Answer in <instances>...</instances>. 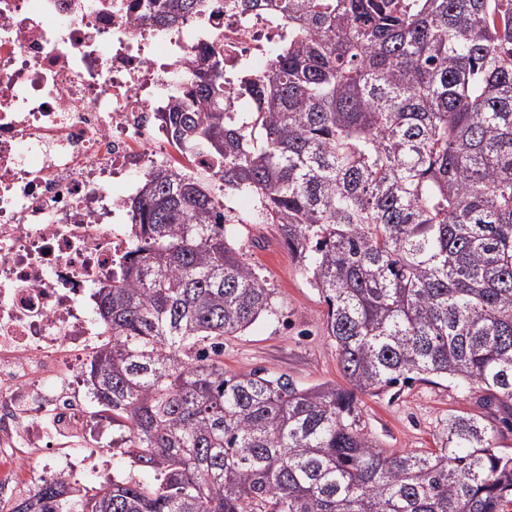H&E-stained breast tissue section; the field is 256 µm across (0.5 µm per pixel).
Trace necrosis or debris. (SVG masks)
I'll use <instances>...</instances> for the list:
<instances>
[{"label": "necrosis or debris", "mask_w": 512, "mask_h": 512, "mask_svg": "<svg viewBox=\"0 0 512 512\" xmlns=\"http://www.w3.org/2000/svg\"><path fill=\"white\" fill-rule=\"evenodd\" d=\"M135 0H0V503L43 478L111 477L112 439L93 421L84 374L110 343L91 306L131 237L113 228L114 179L204 157L169 149L157 120L200 55L266 72L288 26L207 0L177 29L140 19Z\"/></svg>", "instance_id": "necrosis-or-debris-1"}]
</instances>
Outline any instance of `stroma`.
<instances>
[{
  "label": "stroma",
  "mask_w": 512,
  "mask_h": 512,
  "mask_svg": "<svg viewBox=\"0 0 512 512\" xmlns=\"http://www.w3.org/2000/svg\"><path fill=\"white\" fill-rule=\"evenodd\" d=\"M206 178L214 196L223 202L231 218L232 234L247 262L278 293V316L261 320L244 333L224 339V368L244 373L255 369L288 375L299 386L342 383L338 353L324 323L325 304L301 274L283 246L277 225L244 224L241 216L254 204L224 191L221 182ZM361 421L383 449H434L439 426L448 413L484 416L498 435L497 444L512 452V415L484 404L477 388L431 377L397 386L381 396L358 398Z\"/></svg>",
  "instance_id": "1"
}]
</instances>
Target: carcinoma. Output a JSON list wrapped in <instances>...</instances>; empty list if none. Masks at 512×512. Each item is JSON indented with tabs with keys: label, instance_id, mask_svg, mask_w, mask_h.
Here are the masks:
<instances>
[{
	"label": "carcinoma",
	"instance_id": "1",
	"mask_svg": "<svg viewBox=\"0 0 512 512\" xmlns=\"http://www.w3.org/2000/svg\"><path fill=\"white\" fill-rule=\"evenodd\" d=\"M205 0H149L176 28ZM288 21L260 77L201 56L159 113L249 221L276 224L326 305L345 384L224 370V337L277 316L202 180L151 171L97 292L112 344L86 373L136 472L43 481L8 512H508L512 453L451 413L432 452H386L357 395L435 376L512 414V0H230Z\"/></svg>",
	"mask_w": 512,
	"mask_h": 512
}]
</instances>
